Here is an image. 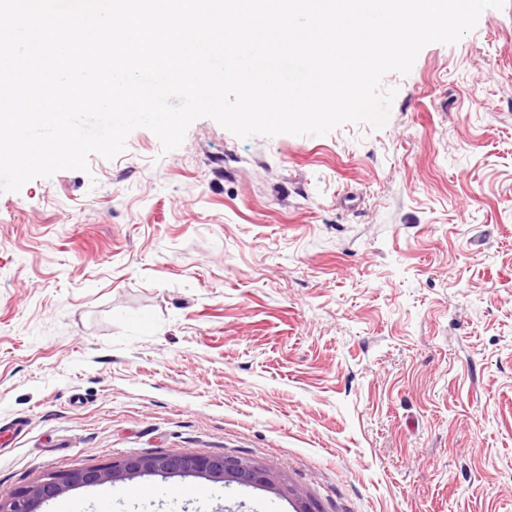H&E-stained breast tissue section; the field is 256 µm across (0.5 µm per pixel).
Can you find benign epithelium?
Returning a JSON list of instances; mask_svg holds the SVG:
<instances>
[{
    "label": "benign epithelium",
    "mask_w": 512,
    "mask_h": 512,
    "mask_svg": "<svg viewBox=\"0 0 512 512\" xmlns=\"http://www.w3.org/2000/svg\"><path fill=\"white\" fill-rule=\"evenodd\" d=\"M146 475L164 478L203 477L247 487L273 488L293 505L294 512H317L310 498L271 469L235 456L201 452L129 456L109 466H86L68 471L47 472L35 484L19 489L7 497L0 496V512H38L42 503L69 490Z\"/></svg>",
    "instance_id": "benign-epithelium-1"
}]
</instances>
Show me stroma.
I'll return each mask as SVG.
<instances>
[{
  "instance_id": "stroma-1",
  "label": "stroma",
  "mask_w": 512,
  "mask_h": 512,
  "mask_svg": "<svg viewBox=\"0 0 512 512\" xmlns=\"http://www.w3.org/2000/svg\"><path fill=\"white\" fill-rule=\"evenodd\" d=\"M386 124L162 153L0 193V494L169 451L279 471L321 512H512V0L431 43ZM195 489L178 512H293Z\"/></svg>"
}]
</instances>
